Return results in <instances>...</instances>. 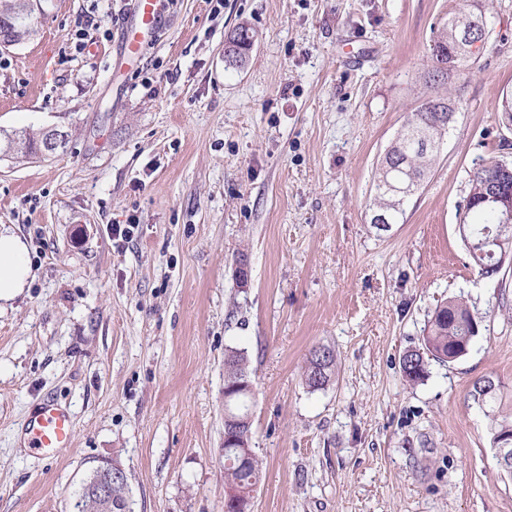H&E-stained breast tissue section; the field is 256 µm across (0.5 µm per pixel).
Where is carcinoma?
Wrapping results in <instances>:
<instances>
[{"label":"carcinoma","instance_id":"cac0c4a2","mask_svg":"<svg viewBox=\"0 0 512 512\" xmlns=\"http://www.w3.org/2000/svg\"><path fill=\"white\" fill-rule=\"evenodd\" d=\"M455 37L452 26L444 28L436 37L432 48V59L438 64L435 73L446 75L448 70L442 67L451 63V69L460 75L467 74L474 63V52L454 59H448V44ZM453 95L431 99L419 109L410 113L401 131L385 152L383 164L379 165L375 184V194L370 203L371 210L386 215L389 223L398 224L405 214L404 205L395 208L389 186L409 181L421 182L430 171L455 113L448 111L446 100ZM41 137H33L25 131L6 134L3 144L18 142L13 153L23 157L32 155V147ZM500 160L492 159L476 167L470 174L469 189L463 198L462 207L470 216V244L466 245L469 258L478 272L485 277L496 275L494 266L498 261L492 253V247L480 245L485 239H499L504 248L512 251V223H501V216L485 202L488 184L499 178ZM482 318L473 313L467 305L457 298H450L436 306L428 327L425 329L421 349L405 352L400 360L401 372L406 381L417 383L427 375L428 361L451 363L461 358L464 347H470L478 336L475 327ZM336 371V360L332 350L325 346L312 349L306 359L303 381L314 392L326 389L332 382ZM251 382L247 351L228 346L224 352V387L227 389ZM474 401L487 409L490 417V434L512 436V408L502 406L501 385L490 377L477 380L473 385ZM235 452L228 450L224 454V486L248 494L260 482L262 462L258 457L244 465L229 463Z\"/></svg>","mask_w":512,"mask_h":512}]
</instances>
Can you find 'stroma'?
Here are the masks:
<instances>
[{"mask_svg":"<svg viewBox=\"0 0 512 512\" xmlns=\"http://www.w3.org/2000/svg\"><path fill=\"white\" fill-rule=\"evenodd\" d=\"M473 1L163 0L123 80L132 0H40L33 36L0 48V130L68 144L0 156V225L33 271L0 302V512H72L106 463L134 512H224L229 345L255 387L253 512H512L471 396L491 377L512 407V266L481 277L457 231L473 168L512 160V0H477L488 35L466 77L434 81L430 61ZM242 26L253 46L235 68ZM451 90L462 107L430 175L377 231L381 158ZM454 297L482 317L473 347L406 383L403 353ZM321 345L337 376L313 392L301 373ZM47 395L75 430L50 456L25 440ZM249 360L245 349L227 346L224 352V388L230 389L248 382L253 383L249 376Z\"/></svg>","mask_w":512,"mask_h":512,"instance_id":"1","label":"stroma"}]
</instances>
